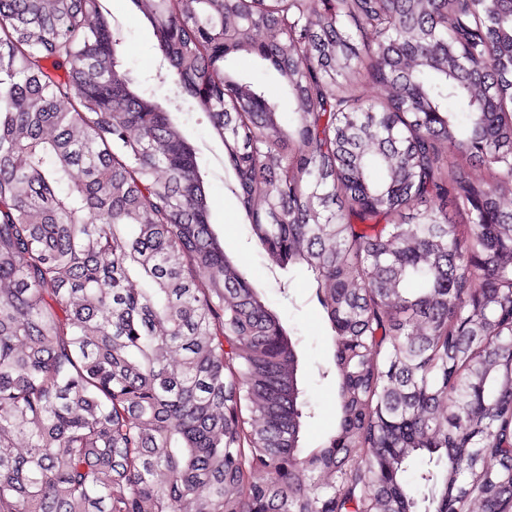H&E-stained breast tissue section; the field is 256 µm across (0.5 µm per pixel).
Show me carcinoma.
Returning a JSON list of instances; mask_svg holds the SVG:
<instances>
[{"mask_svg": "<svg viewBox=\"0 0 512 512\" xmlns=\"http://www.w3.org/2000/svg\"><path fill=\"white\" fill-rule=\"evenodd\" d=\"M135 2L258 243L313 275L336 433L294 464L295 344L177 99L137 89L100 0H0V512L512 509V0ZM226 64L243 74L249 81L261 86L279 102V112L285 126L293 123L294 105L288 99L283 82L275 71L267 69L256 57L244 53L235 55Z\"/></svg>", "mask_w": 512, "mask_h": 512, "instance_id": "carcinoma-1", "label": "carcinoma"}]
</instances>
